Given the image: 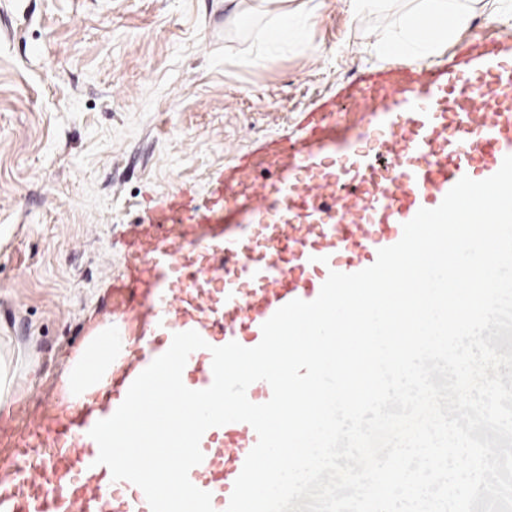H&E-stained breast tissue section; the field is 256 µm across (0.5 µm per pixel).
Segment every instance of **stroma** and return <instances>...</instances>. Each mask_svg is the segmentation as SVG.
Here are the masks:
<instances>
[{
  "mask_svg": "<svg viewBox=\"0 0 512 512\" xmlns=\"http://www.w3.org/2000/svg\"><path fill=\"white\" fill-rule=\"evenodd\" d=\"M297 46L253 58L268 27L244 0H0V356L16 366L15 436L32 431L91 323L110 311L124 232L148 199L208 203L256 144L301 137V115L367 69L405 10L352 18L322 0ZM512 44V18L477 14L464 42Z\"/></svg>",
  "mask_w": 512,
  "mask_h": 512,
  "instance_id": "obj_1",
  "label": "stroma"
}]
</instances>
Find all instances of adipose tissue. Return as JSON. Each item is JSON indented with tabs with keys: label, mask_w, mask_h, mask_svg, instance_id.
I'll return each mask as SVG.
<instances>
[{
	"label": "adipose tissue",
	"mask_w": 512,
	"mask_h": 512,
	"mask_svg": "<svg viewBox=\"0 0 512 512\" xmlns=\"http://www.w3.org/2000/svg\"><path fill=\"white\" fill-rule=\"evenodd\" d=\"M276 0H255L258 10H271L273 24L265 34L258 62L271 60L288 47L316 16L315 9L288 10L275 6ZM396 31L377 42L373 50L382 57L419 59L433 55L455 32L466 27L479 12H499L508 0H412ZM124 337L113 335L111 327L98 325L89 333L85 345L76 353L62 377V402L97 390L112 373V354L124 348Z\"/></svg>",
	"instance_id": "obj_1"
}]
</instances>
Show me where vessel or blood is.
Listing matches in <instances>:
<instances>
[{
  "label": "vessel or blood",
  "instance_id": "b4317fda",
  "mask_svg": "<svg viewBox=\"0 0 512 512\" xmlns=\"http://www.w3.org/2000/svg\"><path fill=\"white\" fill-rule=\"evenodd\" d=\"M342 98L343 107L307 113L299 141L253 147L225 167L208 205L179 189L126 232L125 272L112 282V333L127 339L120 362L82 404L46 408L33 435L0 431V512H150L140 488L98 463L89 432L175 333L206 341L182 379L208 388L211 347L258 345L281 306L316 299L330 271L371 266L420 209L437 207L462 177L494 175L512 155V47L496 39L467 43L445 68L359 73ZM257 440L244 422L203 434L204 459L189 477L215 512H226Z\"/></svg>",
  "mask_w": 512,
  "mask_h": 512
}]
</instances>
